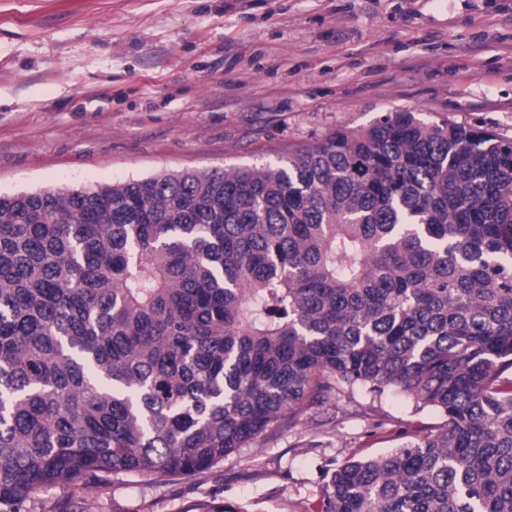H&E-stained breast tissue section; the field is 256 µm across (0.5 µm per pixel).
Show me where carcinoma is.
<instances>
[{
    "label": "carcinoma",
    "mask_w": 512,
    "mask_h": 512,
    "mask_svg": "<svg viewBox=\"0 0 512 512\" xmlns=\"http://www.w3.org/2000/svg\"><path fill=\"white\" fill-rule=\"evenodd\" d=\"M512 142L386 112L276 165L0 195V503L187 477L342 385L444 424L321 512H512Z\"/></svg>",
    "instance_id": "1"
}]
</instances>
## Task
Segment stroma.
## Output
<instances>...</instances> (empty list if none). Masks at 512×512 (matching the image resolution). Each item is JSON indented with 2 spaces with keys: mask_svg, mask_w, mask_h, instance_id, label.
<instances>
[{
  "mask_svg": "<svg viewBox=\"0 0 512 512\" xmlns=\"http://www.w3.org/2000/svg\"><path fill=\"white\" fill-rule=\"evenodd\" d=\"M394 110L512 139V0H0V194L262 167ZM341 388L195 476L31 512H318L334 470L440 425Z\"/></svg>",
  "mask_w": 512,
  "mask_h": 512,
  "instance_id": "1",
  "label": "stroma"
}]
</instances>
